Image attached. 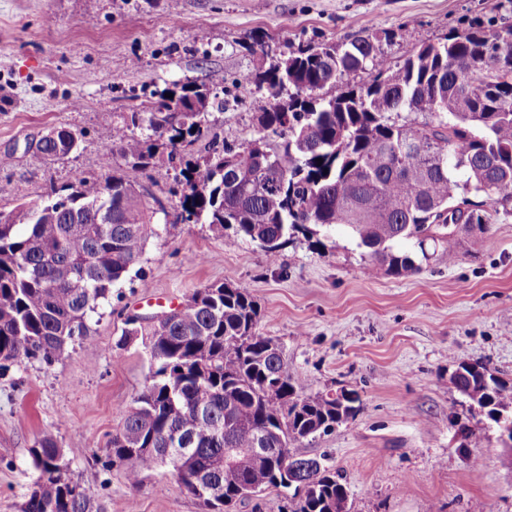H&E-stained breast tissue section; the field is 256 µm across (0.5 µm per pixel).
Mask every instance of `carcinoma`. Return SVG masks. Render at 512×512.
<instances>
[{"label": "carcinoma", "mask_w": 512, "mask_h": 512, "mask_svg": "<svg viewBox=\"0 0 512 512\" xmlns=\"http://www.w3.org/2000/svg\"><path fill=\"white\" fill-rule=\"evenodd\" d=\"M381 40L368 33L301 46L283 67H259L252 82L267 101L257 107V135L184 163L171 191L177 218L209 225L227 247L248 238L270 256L297 233L321 247L317 235L344 227L365 269L395 278L421 271L397 242H411L424 259L439 246L450 262L464 240L478 247L490 225L512 216V27L475 24L415 46L401 66L382 60L370 69ZM491 68L498 85L483 91L478 82ZM359 72L368 79L351 83ZM223 94L217 74L154 88L147 111L128 113L101 146L135 169L172 164L213 112L224 111ZM402 112L438 121L393 119ZM252 142L263 149L257 160L241 155ZM77 144L60 127L36 151L55 159ZM151 218L120 173L82 177L40 203L0 212V370L32 360L50 366L90 335L92 313L159 235ZM259 319L251 293L224 283L196 289L161 321L127 317L118 348L140 342L151 370L109 456L130 463L134 485L168 467L209 512H234L270 488L293 490L291 512H338L348 507L346 481L294 449L354 416L360 396L345 388L334 397L307 394L306 379L288 374ZM455 364L450 385L492 421L512 418V380L481 362ZM179 448L192 451L182 466ZM30 457L36 476L20 512H95L52 436ZM211 487L220 496L202 493Z\"/></svg>", "instance_id": "obj_1"}]
</instances>
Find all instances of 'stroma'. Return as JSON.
<instances>
[{"label": "stroma", "instance_id": "35a3bbf8", "mask_svg": "<svg viewBox=\"0 0 512 512\" xmlns=\"http://www.w3.org/2000/svg\"><path fill=\"white\" fill-rule=\"evenodd\" d=\"M475 22L512 25V0H0V210L120 169L164 205L137 280L113 288L87 340L52 366L0 372V448L10 451L0 460V512H19L35 478L29 450L46 434L69 450L68 473L100 512H206L166 468L132 485L127 464L109 462L105 448L150 370L139 343L117 347L125 318L169 312L222 282L252 294L261 333L289 374L306 377L308 394L359 393L353 418L298 449L343 474L350 512H512V450L448 382L457 357L512 379V219L456 260L438 250L417 274L371 276L343 229L319 248L296 235L273 257L245 239L225 247L207 225L175 222L173 169L128 170L100 145L127 112L147 107L124 91L212 74L225 79L226 106L207 141L250 139L261 57L248 46L257 39L289 52L386 31L379 55L398 66L414 44ZM60 126L77 133L79 148L37 157L38 140ZM207 141L188 159L203 156ZM462 424L476 445L461 447Z\"/></svg>", "mask_w": 512, "mask_h": 512}]
</instances>
